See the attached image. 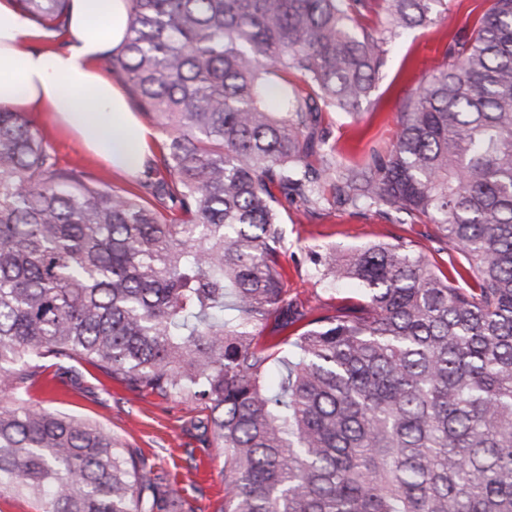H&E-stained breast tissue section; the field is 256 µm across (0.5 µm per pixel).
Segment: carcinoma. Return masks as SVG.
<instances>
[{
    "instance_id": "1",
    "label": "carcinoma",
    "mask_w": 512,
    "mask_h": 512,
    "mask_svg": "<svg viewBox=\"0 0 512 512\" xmlns=\"http://www.w3.org/2000/svg\"><path fill=\"white\" fill-rule=\"evenodd\" d=\"M16 2L56 31L70 0ZM445 6L130 0L103 65L167 136L148 196L0 110V495L178 512L107 428L28 404L43 362L80 359L204 406L223 512H512V0L402 100L390 149L346 165L322 126L367 102L385 35ZM281 198L431 224L464 271L403 239L335 249L316 272L359 297L312 317L279 271Z\"/></svg>"
}]
</instances>
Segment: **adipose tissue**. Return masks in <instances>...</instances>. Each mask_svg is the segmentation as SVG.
Segmentation results:
<instances>
[{"mask_svg":"<svg viewBox=\"0 0 512 512\" xmlns=\"http://www.w3.org/2000/svg\"><path fill=\"white\" fill-rule=\"evenodd\" d=\"M128 22L129 0H71L63 45L41 49L45 30L15 0H0V108L49 113L114 171L136 175L155 134L100 69L107 52L121 49Z\"/></svg>","mask_w":512,"mask_h":512,"instance_id":"1","label":"adipose tissue"}]
</instances>
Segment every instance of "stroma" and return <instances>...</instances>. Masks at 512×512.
<instances>
[{
    "mask_svg": "<svg viewBox=\"0 0 512 512\" xmlns=\"http://www.w3.org/2000/svg\"><path fill=\"white\" fill-rule=\"evenodd\" d=\"M488 6V0H448V12L437 24L408 29L392 38L387 63L362 112L353 116L336 111L325 116L329 142L343 162L359 160L371 147L389 145L401 100L443 68L453 36L471 31ZM29 118L60 167L85 169L116 190L130 187L127 176L89 156L79 142L56 128L49 114L33 112ZM279 208L283 216L280 271L290 294L316 314L333 310L354 294L347 287L328 290L320 281L312 258L326 249L346 250L403 237L423 249L434 269L445 272L463 262L460 255L431 240L429 224H401L374 212L329 205L314 213L287 202ZM77 370L81 385L74 388L60 383L55 368H47L31 387L30 402L108 428L120 446L136 449L167 474L180 512H221L224 451L208 442L199 405L132 389L86 364ZM208 454L213 457L214 475L203 481L197 473Z\"/></svg>",
    "mask_w": 512,
    "mask_h": 512,
    "instance_id": "obj_1",
    "label": "stroma"
}]
</instances>
